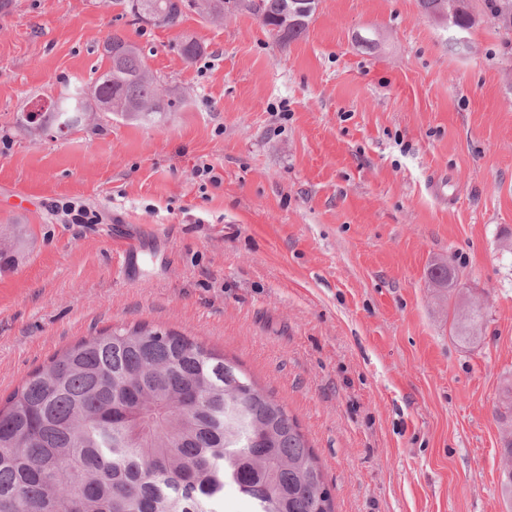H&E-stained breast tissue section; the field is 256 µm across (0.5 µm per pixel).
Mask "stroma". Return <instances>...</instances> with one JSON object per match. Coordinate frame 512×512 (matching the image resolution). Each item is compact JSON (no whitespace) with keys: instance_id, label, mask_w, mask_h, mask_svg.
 Here are the masks:
<instances>
[{"instance_id":"obj_1","label":"stroma","mask_w":512,"mask_h":512,"mask_svg":"<svg viewBox=\"0 0 512 512\" xmlns=\"http://www.w3.org/2000/svg\"><path fill=\"white\" fill-rule=\"evenodd\" d=\"M115 32L174 90L161 119L18 124L103 72ZM185 36L204 47L191 63ZM68 201L101 222L65 223ZM5 224L29 239L0 270L1 398L81 339L146 323L283 404L335 512H512L496 412L512 380V47L490 26L453 41L418 0H320L284 45L242 13L166 29L109 0H6ZM442 261L456 287L431 283ZM471 304L483 321L458 335Z\"/></svg>"}]
</instances>
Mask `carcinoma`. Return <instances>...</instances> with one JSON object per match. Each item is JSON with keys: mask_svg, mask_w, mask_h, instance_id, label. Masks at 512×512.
<instances>
[{"mask_svg": "<svg viewBox=\"0 0 512 512\" xmlns=\"http://www.w3.org/2000/svg\"><path fill=\"white\" fill-rule=\"evenodd\" d=\"M225 0H112L139 22L173 29L194 12L224 13ZM247 13L281 43L311 17L291 0H252ZM436 20L468 31L487 19L512 39V0H419ZM109 66L69 84L47 121L72 130L103 112L160 116L172 100L145 67L141 49L114 33ZM192 62L203 47L179 44ZM499 419L512 423V383ZM0 512H219L235 485L253 512H333L332 497L297 420L236 363L197 340L146 323L82 339L25 377L0 404Z\"/></svg>", "mask_w": 512, "mask_h": 512, "instance_id": "obj_1", "label": "carcinoma"}]
</instances>
